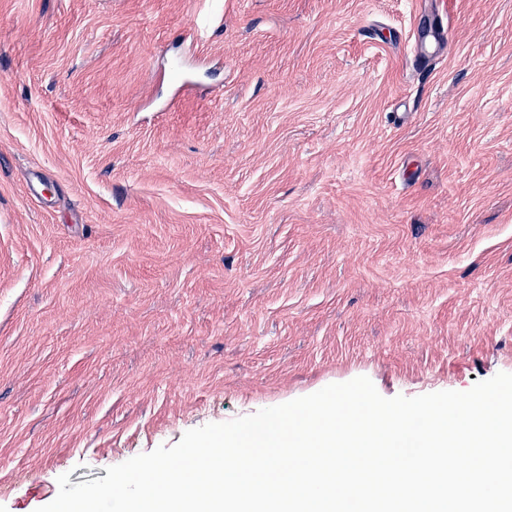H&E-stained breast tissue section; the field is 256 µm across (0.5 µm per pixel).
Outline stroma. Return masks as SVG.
Segmentation results:
<instances>
[{
	"mask_svg": "<svg viewBox=\"0 0 512 512\" xmlns=\"http://www.w3.org/2000/svg\"><path fill=\"white\" fill-rule=\"evenodd\" d=\"M500 372L512 0H0V512L333 383Z\"/></svg>",
	"mask_w": 512,
	"mask_h": 512,
	"instance_id": "35a3bbf8",
	"label": "stroma"
}]
</instances>
